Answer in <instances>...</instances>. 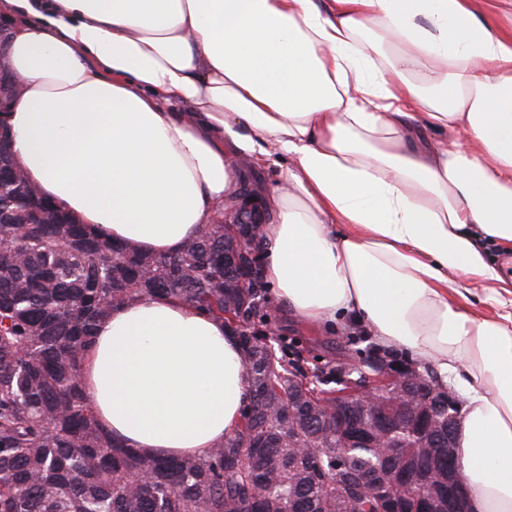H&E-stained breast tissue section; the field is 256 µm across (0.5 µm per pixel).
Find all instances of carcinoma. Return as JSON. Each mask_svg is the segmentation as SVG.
I'll return each instance as SVG.
<instances>
[{"label": "carcinoma", "instance_id": "1", "mask_svg": "<svg viewBox=\"0 0 512 512\" xmlns=\"http://www.w3.org/2000/svg\"><path fill=\"white\" fill-rule=\"evenodd\" d=\"M222 224H202L170 256L112 243L42 196L0 140V512H379L382 496L358 477L391 483L396 459L348 447L326 403L336 373L360 380L398 364L391 352L356 350L307 363L285 336H269V287L241 256L224 271ZM155 294L180 297L224 321L239 339L249 399L236 434L202 457L162 459L125 448L101 428L81 382L83 352L111 308ZM234 318H224V313ZM396 418L386 441L405 454L404 512L448 500L442 468L423 459L448 426V396L432 385L407 411L380 390ZM303 448H318L309 456Z\"/></svg>", "mask_w": 512, "mask_h": 512}]
</instances>
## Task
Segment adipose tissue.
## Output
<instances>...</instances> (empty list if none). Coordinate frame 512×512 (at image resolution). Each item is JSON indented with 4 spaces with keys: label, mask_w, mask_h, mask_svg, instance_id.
Wrapping results in <instances>:
<instances>
[{
    "label": "adipose tissue",
    "mask_w": 512,
    "mask_h": 512,
    "mask_svg": "<svg viewBox=\"0 0 512 512\" xmlns=\"http://www.w3.org/2000/svg\"><path fill=\"white\" fill-rule=\"evenodd\" d=\"M512 0H0L28 180L103 237L177 253L279 163L264 278L322 328L349 318L425 358L466 404L474 512H512ZM188 104L169 112L165 102ZM440 132L436 141L419 132ZM495 303L472 313L464 295ZM81 380L129 448L204 457L248 397L223 321L172 295L116 307ZM236 174L240 176L247 174L251 179L259 183L260 194L258 196L261 201L262 196L270 192L276 185L279 167L269 161L264 164L254 165L248 161L235 162Z\"/></svg>",
    "instance_id": "obj_1"
}]
</instances>
